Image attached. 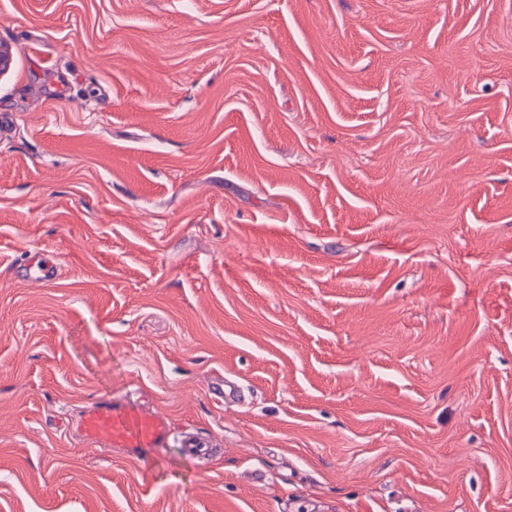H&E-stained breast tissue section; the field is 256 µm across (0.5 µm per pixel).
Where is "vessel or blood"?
<instances>
[{"label":"vessel or blood","instance_id":"vessel-or-blood-1","mask_svg":"<svg viewBox=\"0 0 512 512\" xmlns=\"http://www.w3.org/2000/svg\"><path fill=\"white\" fill-rule=\"evenodd\" d=\"M59 274L54 255L41 254L30 280L50 283ZM77 430L83 443L103 448H123L135 457L152 456L178 442L190 458H209L215 448L212 438L193 430L177 431L168 414L154 407L131 406L118 399H99L82 411Z\"/></svg>","mask_w":512,"mask_h":512}]
</instances>
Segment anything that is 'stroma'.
Wrapping results in <instances>:
<instances>
[{"label":"stroma","instance_id":"1","mask_svg":"<svg viewBox=\"0 0 512 512\" xmlns=\"http://www.w3.org/2000/svg\"><path fill=\"white\" fill-rule=\"evenodd\" d=\"M0 41V512H512V0H0ZM113 397L220 454L85 445ZM36 264V268L31 270L32 265ZM29 268L26 263L21 264L19 267H24L26 276L33 281L40 283H52L56 280L59 274L58 262L53 254L42 253L37 260H31ZM179 447L187 457L209 459L214 452L215 444L209 436H203L193 430H182Z\"/></svg>","mask_w":512,"mask_h":512}]
</instances>
